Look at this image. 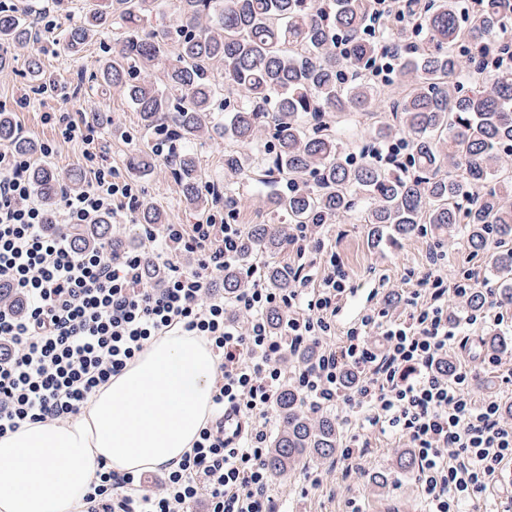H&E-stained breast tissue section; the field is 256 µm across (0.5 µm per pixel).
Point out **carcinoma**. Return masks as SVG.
<instances>
[{
	"mask_svg": "<svg viewBox=\"0 0 512 512\" xmlns=\"http://www.w3.org/2000/svg\"><path fill=\"white\" fill-rule=\"evenodd\" d=\"M156 0H110L91 9L62 34L66 48H77L110 18L123 23L124 39L117 44L103 79L122 87L139 112L145 128L160 124L185 143L203 135H218L240 150L224 153V169L263 188L278 180H301L288 194L271 193L267 202L284 217L276 224H251L243 230L239 257L249 263L267 258V285L291 286L288 268L277 257L288 248L290 224H308L317 215L331 220L365 203L374 242L386 230L392 239H405L430 226L434 236H453L467 225L466 244L478 253L496 242L489 269L500 285L499 300L512 305V165L500 154L512 147V66L489 69L483 80L461 85L464 73L480 68L498 55L501 34L512 26V0H473L462 14L457 0H430L423 19L426 44H413L414 33L391 24L384 33L396 58V77L405 92L394 99L388 123L379 115L375 86L361 77L376 51L362 33L367 0H175L177 26L144 27ZM34 7L27 0L0 11V44L25 46L36 35ZM348 39V49L336 51V36ZM167 83L159 89L137 78L167 56ZM224 65L225 82L239 93L232 114L213 118L214 95L209 69ZM360 74L344 84L341 74ZM336 114V125L309 118ZM368 121V155L353 163L338 152L358 118ZM273 124L271 167L262 170L249 162L259 124ZM393 137L410 146L409 164L384 167L369 152ZM0 140L19 150L36 151L18 137L11 114L0 111ZM174 173L186 205L206 204L200 195L194 155L184 150ZM310 175L313 182L302 179ZM43 201L47 229L54 230L57 175L46 167L32 170ZM75 249L90 251L112 237V223L74 226ZM244 287L240 270H224V298ZM486 345L499 354L512 351V338L493 333ZM278 428L264 463L270 473L283 476L312 458L330 459L340 448L336 418L313 416L296 387L279 392Z\"/></svg>",
	"mask_w": 512,
	"mask_h": 512,
	"instance_id": "1",
	"label": "carcinoma"
}]
</instances>
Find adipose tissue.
Segmentation results:
<instances>
[{
	"instance_id": "ef3b65f1",
	"label": "adipose tissue",
	"mask_w": 512,
	"mask_h": 512,
	"mask_svg": "<svg viewBox=\"0 0 512 512\" xmlns=\"http://www.w3.org/2000/svg\"><path fill=\"white\" fill-rule=\"evenodd\" d=\"M206 340L156 337L78 414L0 436V512H77L98 463L118 472L177 464L212 413Z\"/></svg>"
}]
</instances>
